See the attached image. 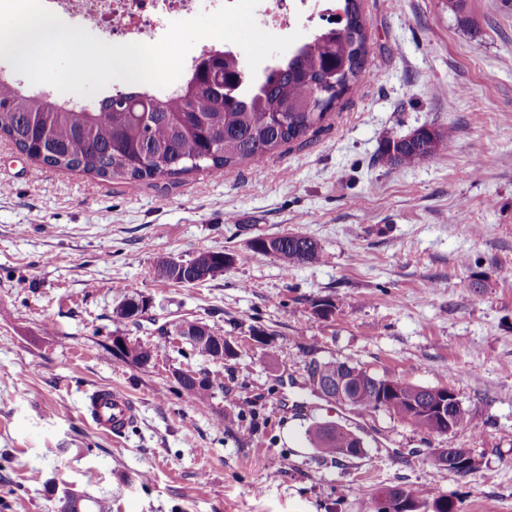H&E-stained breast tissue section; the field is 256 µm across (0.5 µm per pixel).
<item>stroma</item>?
Wrapping results in <instances>:
<instances>
[{"label": "stroma", "instance_id": "1", "mask_svg": "<svg viewBox=\"0 0 512 512\" xmlns=\"http://www.w3.org/2000/svg\"><path fill=\"white\" fill-rule=\"evenodd\" d=\"M371 73L262 167L133 181L36 166L0 139V512H57L59 489L111 512H361L378 488L512 512V0H360ZM423 125L453 143L412 167L378 164ZM298 233L323 257L284 268L254 238ZM230 253L222 277L176 284L163 257ZM147 302L116 320L128 299ZM197 320L235 356L212 361L162 329ZM154 347L146 367L112 339ZM452 390L468 428L444 434L314 394L311 360ZM181 373L215 388L192 402ZM135 403L124 434L89 395ZM359 435L321 456L306 431ZM437 448L481 462L461 475ZM89 414L94 425L112 435L123 434L130 420L135 417V406L131 399L119 390L101 388L90 401Z\"/></svg>", "mask_w": 512, "mask_h": 512}]
</instances>
